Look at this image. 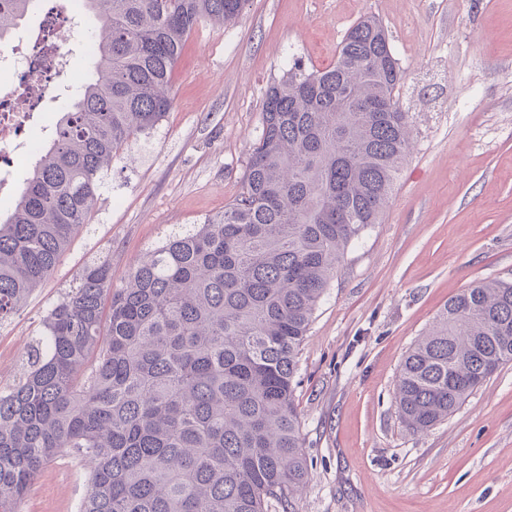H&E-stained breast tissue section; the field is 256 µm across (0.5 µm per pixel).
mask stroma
Masks as SVG:
<instances>
[{
	"label": "stroma",
	"instance_id": "1",
	"mask_svg": "<svg viewBox=\"0 0 512 512\" xmlns=\"http://www.w3.org/2000/svg\"><path fill=\"white\" fill-rule=\"evenodd\" d=\"M367 15L404 71L413 146L379 223L349 245L307 332L296 403L309 480L269 512H512V363L430 431H405L400 365L451 297L512 282V0H250L201 22L174 101L105 172L95 212L54 277L0 324V386L23 372L40 321L94 257L122 284L171 230L232 202L261 100L294 60L325 69ZM85 463L47 465L21 512H79Z\"/></svg>",
	"mask_w": 512,
	"mask_h": 512
}]
</instances>
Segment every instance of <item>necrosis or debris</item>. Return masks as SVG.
Segmentation results:
<instances>
[{
	"label": "necrosis or debris",
	"instance_id": "4bbe7bcc",
	"mask_svg": "<svg viewBox=\"0 0 512 512\" xmlns=\"http://www.w3.org/2000/svg\"><path fill=\"white\" fill-rule=\"evenodd\" d=\"M43 19L0 43V195H16L17 160L33 153L35 136H47L48 106L61 95L75 92L64 84L75 55L92 56L93 47L75 42L84 16L75 0H38Z\"/></svg>",
	"mask_w": 512,
	"mask_h": 512
}]
</instances>
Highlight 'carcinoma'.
I'll return each instance as SVG.
<instances>
[{"label": "carcinoma", "mask_w": 512, "mask_h": 512, "mask_svg": "<svg viewBox=\"0 0 512 512\" xmlns=\"http://www.w3.org/2000/svg\"><path fill=\"white\" fill-rule=\"evenodd\" d=\"M249 0H82L102 27L94 75L34 151L0 213V322L53 275L102 174L169 112L175 65L203 20ZM34 0H0V41ZM381 23L357 22L336 63H295L267 89L241 191L169 236L120 286L104 258L45 312L22 377L0 388V512L60 456L89 460L79 512H268L308 482L295 389L312 316L348 245L378 223L412 148ZM512 362V283L451 298L405 356V429L448 419Z\"/></svg>", "instance_id": "1"}]
</instances>
